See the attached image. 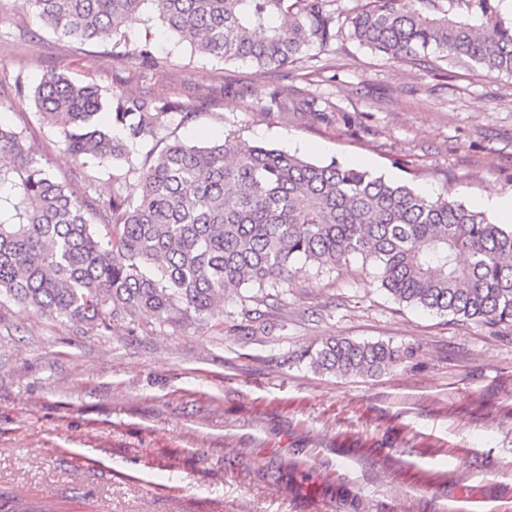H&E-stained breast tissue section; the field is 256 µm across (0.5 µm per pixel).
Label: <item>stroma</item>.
Wrapping results in <instances>:
<instances>
[{
  "label": "stroma",
  "mask_w": 512,
  "mask_h": 512,
  "mask_svg": "<svg viewBox=\"0 0 512 512\" xmlns=\"http://www.w3.org/2000/svg\"><path fill=\"white\" fill-rule=\"evenodd\" d=\"M121 40L48 32L0 0V123L95 212L139 175L75 178L32 98L44 73L179 103L165 141L229 132L480 208L512 197V76L385 62L348 33L257 72L193 52L143 5ZM150 42L153 59L136 49ZM317 112L263 111L273 90ZM250 316L205 325L139 316L104 331L0 303V492L55 512H512V326L395 302L361 261L281 287ZM332 338L407 351L375 377L314 372Z\"/></svg>",
  "instance_id": "obj_1"
}]
</instances>
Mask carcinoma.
<instances>
[{"label":"carcinoma","instance_id":"cac0c4a2","mask_svg":"<svg viewBox=\"0 0 512 512\" xmlns=\"http://www.w3.org/2000/svg\"><path fill=\"white\" fill-rule=\"evenodd\" d=\"M333 0H25L63 38L122 36L151 3L166 29L204 56L285 66L336 39ZM365 0L346 17L351 38L387 60L431 54L512 75V18L502 0ZM39 119L83 168L112 166L116 191L102 214L35 157L22 132L0 123V298L108 331L148 315L172 325L224 315V303L265 302L288 278L355 259L373 267L398 303L486 326L512 325V229L443 188L424 195L336 160L312 163L228 135L208 145L165 142L180 105L141 93L107 96L95 84L46 73L34 90ZM288 112L277 89L261 106ZM312 368L376 376L405 353L388 344L331 339Z\"/></svg>","mask_w":512,"mask_h":512}]
</instances>
